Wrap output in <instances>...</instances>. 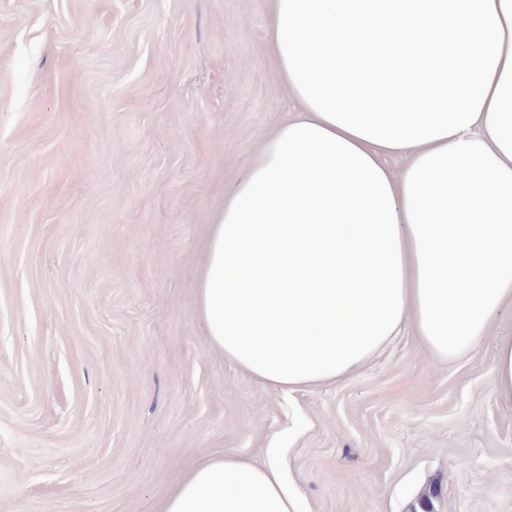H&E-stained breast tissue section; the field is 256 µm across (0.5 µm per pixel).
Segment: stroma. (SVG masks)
Here are the masks:
<instances>
[{"mask_svg":"<svg viewBox=\"0 0 512 512\" xmlns=\"http://www.w3.org/2000/svg\"><path fill=\"white\" fill-rule=\"evenodd\" d=\"M265 0H0V512H162L277 449L302 512H512L496 341L288 395L210 343L211 224L292 111Z\"/></svg>","mask_w":512,"mask_h":512,"instance_id":"stroma-1","label":"stroma"}]
</instances>
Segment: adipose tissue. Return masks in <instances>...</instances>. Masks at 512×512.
I'll return each mask as SVG.
<instances>
[{
    "label": "adipose tissue",
    "instance_id": "adipose-tissue-1",
    "mask_svg": "<svg viewBox=\"0 0 512 512\" xmlns=\"http://www.w3.org/2000/svg\"><path fill=\"white\" fill-rule=\"evenodd\" d=\"M268 45L298 112L212 227L211 344L288 392L408 330L440 359L472 355L512 302V0H270ZM163 512L296 501L276 458L227 456Z\"/></svg>",
    "mask_w": 512,
    "mask_h": 512
}]
</instances>
